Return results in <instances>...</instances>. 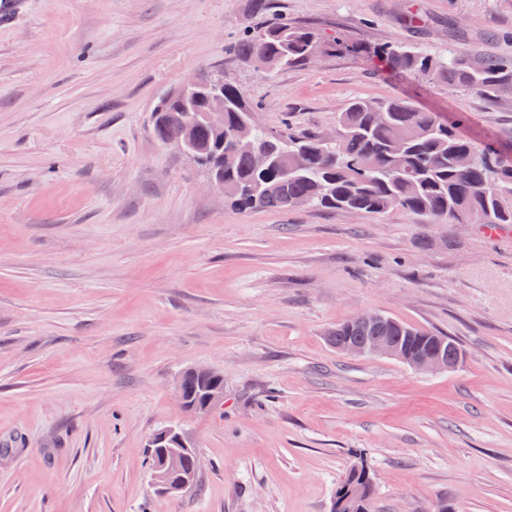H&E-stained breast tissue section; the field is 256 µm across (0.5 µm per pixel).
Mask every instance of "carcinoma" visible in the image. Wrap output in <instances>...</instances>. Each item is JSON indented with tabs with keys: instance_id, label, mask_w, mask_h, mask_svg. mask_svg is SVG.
<instances>
[{
	"instance_id": "cac0c4a2",
	"label": "carcinoma",
	"mask_w": 512,
	"mask_h": 512,
	"mask_svg": "<svg viewBox=\"0 0 512 512\" xmlns=\"http://www.w3.org/2000/svg\"><path fill=\"white\" fill-rule=\"evenodd\" d=\"M324 43L321 34L278 18L242 36L234 52L245 62L262 55L272 71L314 60ZM376 57L389 71L474 91L491 101L512 94V63L496 57L482 58L478 69L471 55L452 48L440 56L413 46L384 47ZM208 94L205 88L173 91L160 99L155 109L163 116L153 123V132L162 143L187 144L190 160L222 178L224 198L239 211L310 205L380 215L398 208L433 221L473 216L487 226L512 224V161L407 99L350 103L339 113L335 140L323 144L316 132L270 135L256 124L252 103L232 80L222 90L224 124L213 126L202 117ZM260 147L271 155L265 169L254 163L253 150ZM328 336L338 349L391 336L407 351L436 338L388 316L377 326L346 320ZM373 494L370 469L356 463L336 487L335 498H346L340 512H369Z\"/></svg>"
}]
</instances>
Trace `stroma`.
<instances>
[{
  "mask_svg": "<svg viewBox=\"0 0 512 512\" xmlns=\"http://www.w3.org/2000/svg\"><path fill=\"white\" fill-rule=\"evenodd\" d=\"M278 17L338 44L257 73L232 47ZM452 26L512 62V0H0V512H331L360 460L373 512H512V224L240 212L152 134L159 97L218 66L267 129L400 97L512 159V95L375 65L447 54ZM369 310L455 337L459 362L337 351ZM195 367L224 376L202 416L175 390ZM165 425L200 460L179 497L150 481ZM169 442L178 445L180 448H191L194 451L192 442L184 435V433L176 427H165L153 433L147 443V455L151 464L155 461L150 455L149 448H168L163 446L164 443Z\"/></svg>",
  "mask_w": 512,
  "mask_h": 512,
  "instance_id": "35a3bbf8",
  "label": "stroma"
}]
</instances>
